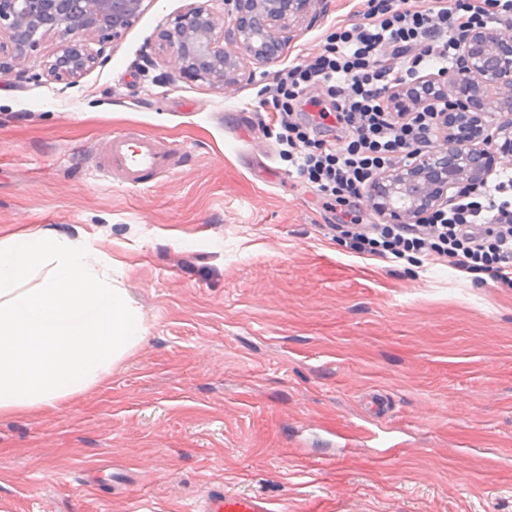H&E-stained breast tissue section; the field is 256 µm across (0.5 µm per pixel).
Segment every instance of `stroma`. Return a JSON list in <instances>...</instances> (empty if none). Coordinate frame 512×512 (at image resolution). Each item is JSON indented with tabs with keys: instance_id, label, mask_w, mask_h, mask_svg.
<instances>
[{
	"instance_id": "1",
	"label": "stroma",
	"mask_w": 512,
	"mask_h": 512,
	"mask_svg": "<svg viewBox=\"0 0 512 512\" xmlns=\"http://www.w3.org/2000/svg\"><path fill=\"white\" fill-rule=\"evenodd\" d=\"M196 0H144L74 85L0 77V236L84 241L144 340L58 412L0 416L7 512H512V285L351 254L345 206L290 173L255 112L278 64L217 91L143 55ZM353 0H316L283 57ZM181 148L134 188L88 170L113 128ZM275 503L259 496H240L212 490L203 499L200 512H283Z\"/></svg>"
}]
</instances>
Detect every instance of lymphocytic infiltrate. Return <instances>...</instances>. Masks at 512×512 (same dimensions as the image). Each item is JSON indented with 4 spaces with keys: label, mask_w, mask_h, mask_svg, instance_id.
Returning <instances> with one entry per match:
<instances>
[{
    "label": "lymphocytic infiltrate",
    "mask_w": 512,
    "mask_h": 512,
    "mask_svg": "<svg viewBox=\"0 0 512 512\" xmlns=\"http://www.w3.org/2000/svg\"><path fill=\"white\" fill-rule=\"evenodd\" d=\"M360 16L276 73L266 136L319 198L348 206L350 221L338 230L359 256H423L511 283V175L490 189L459 191L412 224L363 223L359 202L378 173L423 154L441 130L439 103L394 112L387 91L458 64L473 28L493 22L512 34V0H453L449 9L438 0H362Z\"/></svg>",
    "instance_id": "obj_1"
}]
</instances>
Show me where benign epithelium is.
<instances>
[{"label": "benign epithelium", "mask_w": 512, "mask_h": 512, "mask_svg": "<svg viewBox=\"0 0 512 512\" xmlns=\"http://www.w3.org/2000/svg\"><path fill=\"white\" fill-rule=\"evenodd\" d=\"M144 0H0V74L28 75L39 65L59 83L70 84L97 64L103 50L89 47L86 37L103 46L122 37L138 18ZM191 6L162 29L154 53L163 57L171 75L202 81L216 90L245 76L246 63L278 62L291 40V23L307 16L314 0H219L225 11L209 5ZM232 17L224 25V15ZM59 39L52 60H40L43 39ZM512 41L496 25L472 29L462 45L461 64L429 81L446 84L442 115L447 130L440 146L425 156L380 174L369 192L372 209L393 224H409L448 200L452 188L485 180L495 165L512 161V107L485 121L484 89L496 88L512 98ZM395 112L422 105L415 91L389 96Z\"/></svg>", "instance_id": "7a95c632"}]
</instances>
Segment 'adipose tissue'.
Instances as JSON below:
<instances>
[{"mask_svg":"<svg viewBox=\"0 0 512 512\" xmlns=\"http://www.w3.org/2000/svg\"><path fill=\"white\" fill-rule=\"evenodd\" d=\"M144 333L91 249L48 229L0 237V415L67 407Z\"/></svg>","mask_w":512,"mask_h":512,"instance_id":"ef3b65f1","label":"adipose tissue"}]
</instances>
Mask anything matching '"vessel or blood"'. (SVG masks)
<instances>
[{"label":"vessel or blood","instance_id":"1","mask_svg":"<svg viewBox=\"0 0 512 512\" xmlns=\"http://www.w3.org/2000/svg\"><path fill=\"white\" fill-rule=\"evenodd\" d=\"M181 160L180 152L155 136L126 128L113 129L108 150L96 161V172L104 180L116 179L132 186L172 174ZM200 512H283L270 500L240 496L221 490L210 491Z\"/></svg>","mask_w":512,"mask_h":512}]
</instances>
